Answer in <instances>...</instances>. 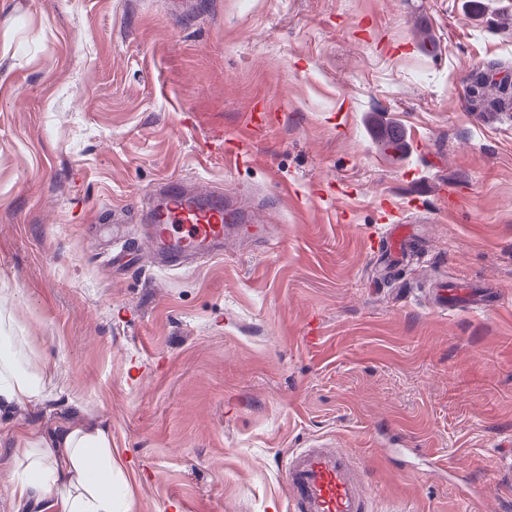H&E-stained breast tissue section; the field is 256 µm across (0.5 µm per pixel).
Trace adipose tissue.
I'll list each match as a JSON object with an SVG mask.
<instances>
[{"instance_id": "adipose-tissue-1", "label": "adipose tissue", "mask_w": 512, "mask_h": 512, "mask_svg": "<svg viewBox=\"0 0 512 512\" xmlns=\"http://www.w3.org/2000/svg\"><path fill=\"white\" fill-rule=\"evenodd\" d=\"M0 354V411L41 400L44 371L24 360L19 339ZM20 472L13 493L20 512H114L111 435L105 426L67 425L44 433H9Z\"/></svg>"}]
</instances>
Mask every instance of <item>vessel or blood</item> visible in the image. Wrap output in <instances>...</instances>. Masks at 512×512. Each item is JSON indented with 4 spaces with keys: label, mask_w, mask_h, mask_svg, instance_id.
I'll return each instance as SVG.
<instances>
[{
    "label": "vessel or blood",
    "mask_w": 512,
    "mask_h": 512,
    "mask_svg": "<svg viewBox=\"0 0 512 512\" xmlns=\"http://www.w3.org/2000/svg\"><path fill=\"white\" fill-rule=\"evenodd\" d=\"M245 233L260 238L265 229L233 197L190 191L177 181L159 185L147 214L146 244L173 266L201 254L222 256L227 239ZM412 236L411 225L392 224L375 239L373 249L395 257ZM439 293L444 300L469 301L482 311L499 304L496 291H480L466 281L441 287ZM284 479L293 512H371L373 498L363 467L334 445L313 443L291 450Z\"/></svg>",
    "instance_id": "obj_1"
}]
</instances>
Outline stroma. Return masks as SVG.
Here are the masks:
<instances>
[{
  "label": "stroma",
  "instance_id": "stroma-1",
  "mask_svg": "<svg viewBox=\"0 0 512 512\" xmlns=\"http://www.w3.org/2000/svg\"><path fill=\"white\" fill-rule=\"evenodd\" d=\"M166 2L0 0V289L46 374L0 433L107 424L131 512H291L313 440L374 512H512V106L468 97L512 83V0ZM165 180L234 192L273 242L161 268ZM384 201L422 245L388 279ZM441 278L500 304L439 311Z\"/></svg>",
  "mask_w": 512,
  "mask_h": 512
}]
</instances>
